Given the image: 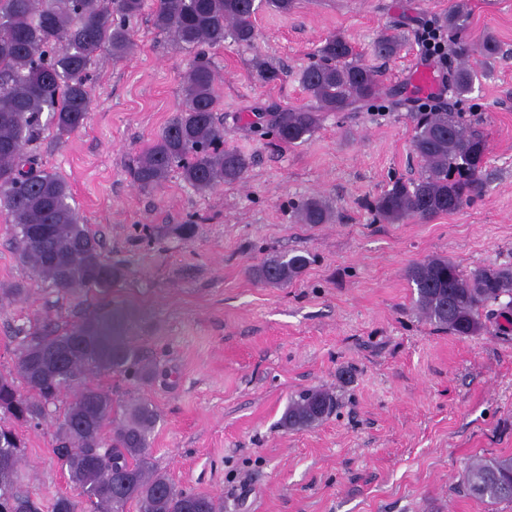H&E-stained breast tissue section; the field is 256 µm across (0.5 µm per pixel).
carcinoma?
Returning <instances> with one entry per match:
<instances>
[{
	"mask_svg": "<svg viewBox=\"0 0 512 512\" xmlns=\"http://www.w3.org/2000/svg\"><path fill=\"white\" fill-rule=\"evenodd\" d=\"M286 15L294 0H153L150 22L155 30L193 52L185 77L181 107L143 151L132 169L142 190L161 186L171 172L199 192L241 181L247 155L225 148L219 124L221 100L206 49L231 39L251 44L260 7ZM146 0H0V213L11 224L20 262L49 287L63 294L106 296L120 279L100 241L72 206L70 185L24 155L48 115L59 135L87 122L92 106V56L103 48L122 59L133 46L132 23ZM468 6L456 0L441 18L457 65L450 85L458 99L473 93L488 75V60L500 52L487 36L478 43L463 37ZM402 36L384 31L373 45L380 58H392ZM315 61L300 74L314 107L275 110L267 129L288 145L307 142L322 112H348L377 98L380 74L358 61L352 43L327 37ZM261 85L280 80L281 70L263 57L252 64ZM412 149L423 162L418 179H397L374 200L376 219L387 224L452 214L481 196L490 146L485 132L450 109H420L412 115ZM303 224H330L332 205L309 197L298 209ZM303 252L279 253L254 269L271 286L299 278L308 264ZM415 307L439 329L471 336L484 328L482 310L508 299L512 305V266L487 264L469 273L441 257L428 258L407 270ZM119 315L93 314L62 330H16L15 375L0 374V512H41L42 504L23 488L24 443L18 427L38 423L66 394L53 449L76 495H60L51 512H124L135 502L140 512H218L203 493L177 489L152 465L150 436L158 414L145 399L121 402L88 383L100 373L146 379L152 368L118 331ZM334 408L333 396L309 390L288 404L281 424L287 429L311 426ZM463 481L478 501H512V457L476 459Z\"/></svg>",
	"mask_w": 512,
	"mask_h": 512,
	"instance_id": "cac0c4a2",
	"label": "carcinoma"
}]
</instances>
